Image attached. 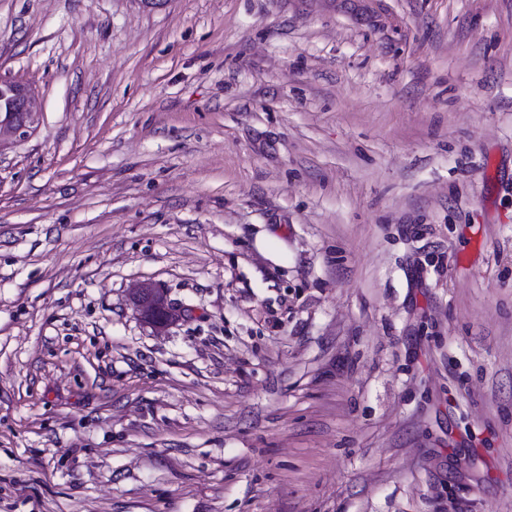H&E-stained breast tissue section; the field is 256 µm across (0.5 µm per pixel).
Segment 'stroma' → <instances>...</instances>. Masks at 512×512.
Here are the masks:
<instances>
[{
	"label": "stroma",
	"mask_w": 512,
	"mask_h": 512,
	"mask_svg": "<svg viewBox=\"0 0 512 512\" xmlns=\"http://www.w3.org/2000/svg\"><path fill=\"white\" fill-rule=\"evenodd\" d=\"M0 75V512H512V0H0ZM3 88L8 91L2 98L0 93V148L4 137L14 141L27 139L34 130L39 112L30 88L9 78H0V89ZM132 299L141 317L157 328H164L167 325L163 320L158 319L160 312L175 314V307L169 304L167 297L161 288L152 283H139L133 289Z\"/></svg>",
	"instance_id": "1"
}]
</instances>
